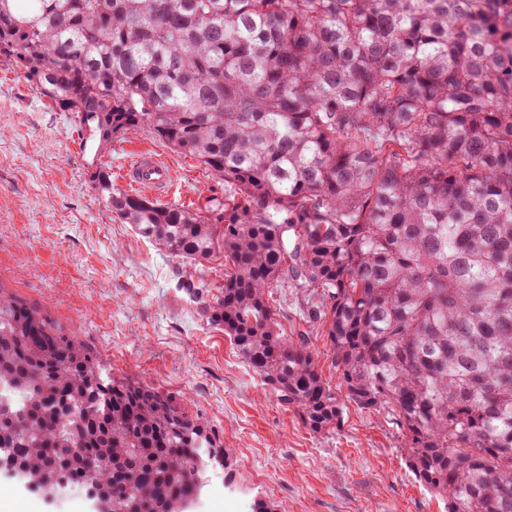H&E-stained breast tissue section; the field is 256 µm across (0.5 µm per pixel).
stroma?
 Segmentation results:
<instances>
[{
	"label": "stroma",
	"instance_id": "1",
	"mask_svg": "<svg viewBox=\"0 0 512 512\" xmlns=\"http://www.w3.org/2000/svg\"><path fill=\"white\" fill-rule=\"evenodd\" d=\"M72 113L40 98L24 72L0 58V286L51 315L116 378L184 400L224 438L230 468L209 466L195 512H448L409 471L396 426L348 404L335 432L316 434L281 407L237 353L223 327L200 319L179 287L189 268L123 223L94 190L97 167L130 192L122 167L149 149L174 173L162 203L187 207L225 186L195 158L147 129L108 149L85 148ZM307 304L287 288L277 319L304 334L330 385L339 380ZM20 512H91L81 492L54 499L0 473V496Z\"/></svg>",
	"mask_w": 512,
	"mask_h": 512
}]
</instances>
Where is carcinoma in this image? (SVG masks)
Here are the masks:
<instances>
[{
  "label": "carcinoma",
  "instance_id": "cac0c4a2",
  "mask_svg": "<svg viewBox=\"0 0 512 512\" xmlns=\"http://www.w3.org/2000/svg\"><path fill=\"white\" fill-rule=\"evenodd\" d=\"M0 57L98 147L146 127L230 187L191 210L93 179L160 249L224 258L213 302L182 287L280 406L341 422L289 284L417 481L512 512V0H0ZM0 450L46 494L185 512L224 439L0 290ZM283 297L277 303V319L282 323L288 336H297L302 333L307 336L309 350L313 352L318 366L323 371L324 379L329 385L336 388L339 384L336 370L331 366V357L328 352L326 337L322 335L317 324L308 322L305 313L307 309L306 300L297 294L295 288H283Z\"/></svg>",
  "mask_w": 512,
  "mask_h": 512
}]
</instances>
